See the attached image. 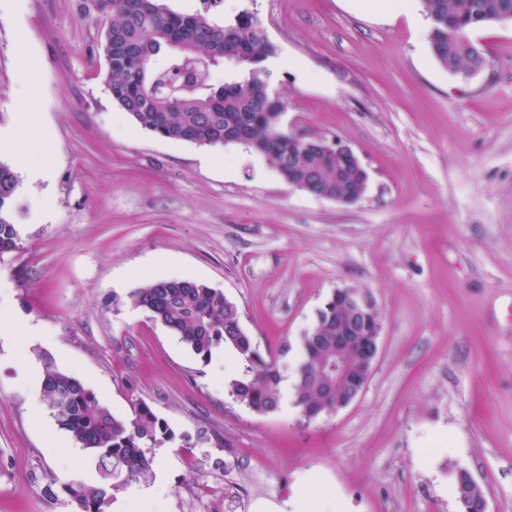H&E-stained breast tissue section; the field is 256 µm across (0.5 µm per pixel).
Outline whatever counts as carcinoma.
Returning a JSON list of instances; mask_svg holds the SVG:
<instances>
[{
  "label": "carcinoma",
  "mask_w": 512,
  "mask_h": 512,
  "mask_svg": "<svg viewBox=\"0 0 512 512\" xmlns=\"http://www.w3.org/2000/svg\"><path fill=\"white\" fill-rule=\"evenodd\" d=\"M434 18L430 50L439 65L468 74L489 64L474 46L471 33L495 17L512 13V0H421ZM222 0H204L194 14L177 13L158 0H84V9L104 21L103 53L106 84L112 101L137 125L155 136L219 146L236 143L266 158L281 178L308 193L356 201L359 173L336 151L323 148L321 137L303 149L282 125L283 104L272 90L273 72L266 62L275 46L255 33L252 16L244 12L234 23L219 26L210 16ZM168 51L167 64L151 66ZM239 74L215 82L216 69L225 64ZM21 179L0 161V256L21 248L16 214ZM131 303L178 336L204 362L216 350L230 352L234 371L224 379V391L234 402L256 414L276 411L280 405V373L273 357H266L242 325L238 307L224 292L190 279L152 280L130 295ZM351 315L339 311L331 296L316 321L301 337L302 357L297 370L294 403L312 407L314 418L336 413L354 389V380L368 367L359 346L348 354L347 368L336 377V319ZM43 397L58 427L66 431L96 461V486L72 483L64 487L76 512H105L114 493L146 478L154 456L148 449L170 441L174 432L143 400L131 403V414L119 418L101 405L76 377L43 358ZM469 472H455L461 512H477L485 499Z\"/></svg>",
  "instance_id": "obj_1"
}]
</instances>
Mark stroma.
Returning a JSON list of instances; mask_svg holds the SVG:
<instances>
[{
	"label": "stroma",
	"instance_id": "35a3bbf8",
	"mask_svg": "<svg viewBox=\"0 0 512 512\" xmlns=\"http://www.w3.org/2000/svg\"><path fill=\"white\" fill-rule=\"evenodd\" d=\"M250 13L276 47L273 86L288 130L339 139L369 174L344 206L285 182L240 144L158 138L107 90L103 24L83 0H0V161L23 180L21 249L0 256L9 288L0 333V512H72L65 484L96 463L33 411L41 355L113 414L147 402L175 433L153 448L159 500L107 512H190L223 476L212 512L288 502L308 474L352 512H459L456 469L488 512H512V24L473 32L489 66L443 69L406 17L351 0H223L220 24ZM36 124L33 135L19 129ZM157 279L220 289L282 374L336 290L375 307L371 375L346 409L301 424L290 395L258 415L233 402L231 354L201 361L129 295ZM40 341L28 342L27 324ZM454 431L459 447L432 443ZM197 494L198 512H207L213 500L224 497V480L212 479L200 483Z\"/></svg>",
	"mask_w": 512,
	"mask_h": 512
}]
</instances>
